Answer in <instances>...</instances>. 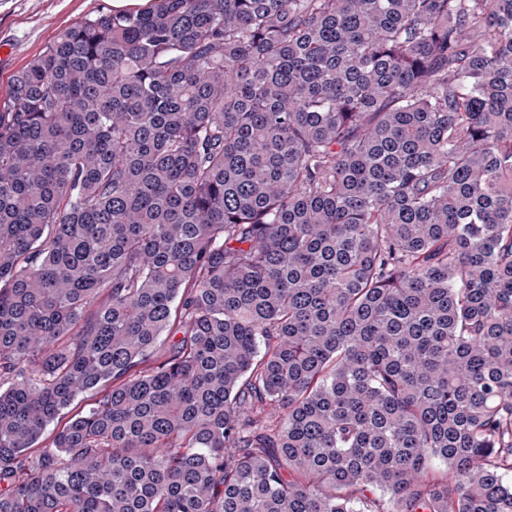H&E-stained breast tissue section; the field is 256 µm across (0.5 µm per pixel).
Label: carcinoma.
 <instances>
[{
  "label": "carcinoma",
  "mask_w": 512,
  "mask_h": 512,
  "mask_svg": "<svg viewBox=\"0 0 512 512\" xmlns=\"http://www.w3.org/2000/svg\"><path fill=\"white\" fill-rule=\"evenodd\" d=\"M504 471L512 0H149L14 75L0 512H512ZM95 398L96 395L90 393L78 398L67 410L64 411V414L61 415L58 420L52 422L47 427L42 437L41 445L45 446L51 444L55 434L63 428L68 420L77 413L88 410V408L92 406Z\"/></svg>",
  "instance_id": "carcinoma-1"
}]
</instances>
